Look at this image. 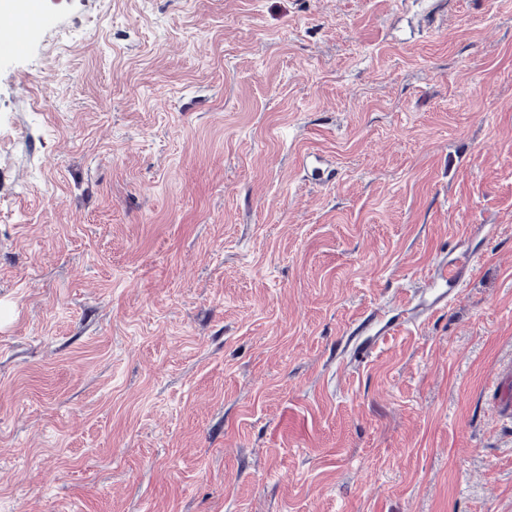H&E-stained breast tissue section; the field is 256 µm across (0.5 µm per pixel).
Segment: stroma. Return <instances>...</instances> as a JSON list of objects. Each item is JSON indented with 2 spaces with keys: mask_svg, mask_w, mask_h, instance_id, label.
I'll return each instance as SVG.
<instances>
[{
  "mask_svg": "<svg viewBox=\"0 0 512 512\" xmlns=\"http://www.w3.org/2000/svg\"><path fill=\"white\" fill-rule=\"evenodd\" d=\"M0 36V512H512V0Z\"/></svg>",
  "mask_w": 512,
  "mask_h": 512,
  "instance_id": "35a3bbf8",
  "label": "stroma"
}]
</instances>
